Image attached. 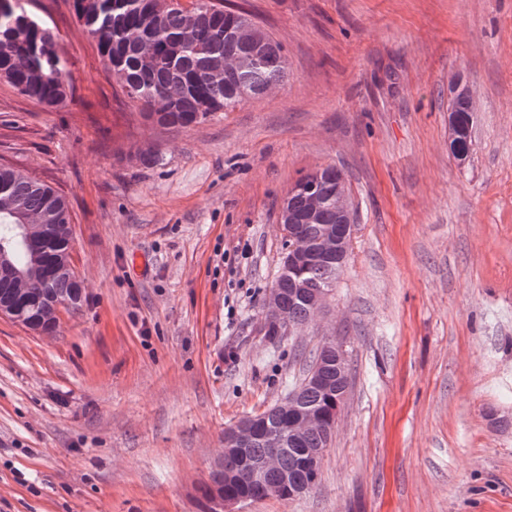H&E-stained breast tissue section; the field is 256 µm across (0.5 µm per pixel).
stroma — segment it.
Here are the masks:
<instances>
[{
	"label": "stroma",
	"mask_w": 512,
	"mask_h": 512,
	"mask_svg": "<svg viewBox=\"0 0 512 512\" xmlns=\"http://www.w3.org/2000/svg\"><path fill=\"white\" fill-rule=\"evenodd\" d=\"M286 80L180 130L124 101L71 0L50 110L0 81V164L66 197L77 310L0 317V512H202L224 430L330 336L348 400L315 488L242 512H512V0H237ZM468 85L473 151L448 148ZM356 230L315 324L259 330L279 208L319 166Z\"/></svg>",
	"instance_id": "35a3bbf8"
}]
</instances>
